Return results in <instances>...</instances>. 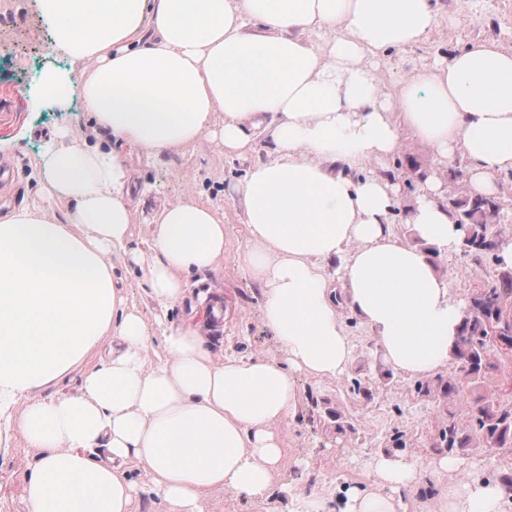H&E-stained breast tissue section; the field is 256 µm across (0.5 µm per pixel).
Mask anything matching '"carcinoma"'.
<instances>
[{"mask_svg":"<svg viewBox=\"0 0 512 512\" xmlns=\"http://www.w3.org/2000/svg\"><path fill=\"white\" fill-rule=\"evenodd\" d=\"M452 208L457 212L458 224L464 228L460 247L465 254H483L496 247L492 229L498 223L500 206L491 197L472 198L460 196L452 199ZM496 332V338L506 342L512 349V272L498 275V285L487 288L467 302L465 318L455 353L458 369L465 376L476 380L486 367L487 346ZM478 430L475 435L463 434L456 424L450 422L441 428L437 452L455 453L470 446L473 437H481L495 448L512 449V405L489 403L480 408Z\"/></svg>","mask_w":512,"mask_h":512,"instance_id":"carcinoma-1","label":"carcinoma"}]
</instances>
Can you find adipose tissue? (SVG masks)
I'll list each match as a JSON object with an SVG mask.
<instances>
[{
    "label": "adipose tissue",
    "mask_w": 512,
    "mask_h": 512,
    "mask_svg": "<svg viewBox=\"0 0 512 512\" xmlns=\"http://www.w3.org/2000/svg\"><path fill=\"white\" fill-rule=\"evenodd\" d=\"M62 68L41 94L85 122L61 128L32 176L39 190L0 213V411L39 454L25 478L28 512H130L141 487L162 512H209L229 490L267 503L284 459L278 424L296 419L299 376L345 375L355 350L327 267L347 307L394 373L448 368L466 317L436 259L463 231L436 170L468 164L471 196H492L512 172V53L473 43L380 93L374 57L419 43L438 23L431 0H37ZM346 36H336L337 26ZM223 109L224 153L265 160L236 186L246 228L239 254L261 292L277 357L221 356L198 327L151 332L109 257L133 212L124 148L158 158L194 144ZM433 150L435 169L407 212L413 240L393 229L394 179L350 171L400 149L402 134ZM67 199L64 220L47 198ZM82 226L74 234L73 226ZM130 255L147 296L166 310L194 275L224 257V215L194 194L151 218ZM163 354L148 362L151 345ZM82 366L75 391L42 397ZM383 448L379 489L332 499L292 491L288 512H407L424 473L453 467ZM438 512H512V492L484 479L438 488Z\"/></svg>",
    "instance_id": "obj_1"
}]
</instances>
